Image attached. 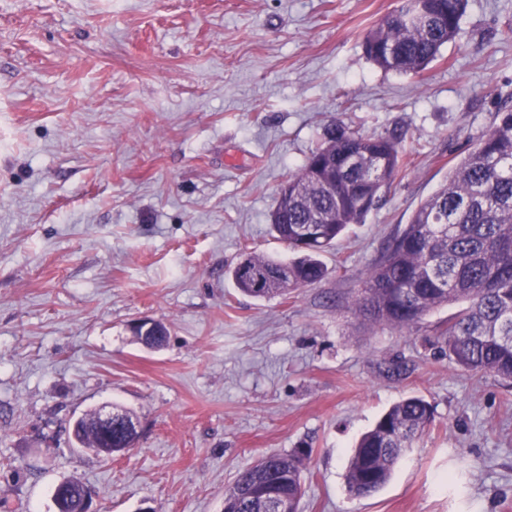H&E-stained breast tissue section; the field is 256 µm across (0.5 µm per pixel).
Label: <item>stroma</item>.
I'll list each match as a JSON object with an SVG mask.
<instances>
[{"instance_id":"obj_1","label":"stroma","mask_w":512,"mask_h":512,"mask_svg":"<svg viewBox=\"0 0 512 512\" xmlns=\"http://www.w3.org/2000/svg\"><path fill=\"white\" fill-rule=\"evenodd\" d=\"M401 0H0V512H223L236 475L311 449L301 512H512V388L352 301L397 229L512 108V0H468L417 74L365 34ZM341 119L401 133L410 159L323 257L327 276L254 299L247 252L280 187ZM166 325L156 350L133 322ZM420 396L433 426L389 482L350 497L359 436ZM110 403L139 422L106 460L70 425ZM73 484L72 490L69 493L68 498L64 497L62 502L59 504L61 512H88L90 508V492L84 490L89 489L81 482L76 480H70ZM90 490V489H89ZM82 492L83 493V506H82Z\"/></svg>"}]
</instances>
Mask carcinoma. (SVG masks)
I'll return each mask as SVG.
<instances>
[{
	"label": "carcinoma",
	"mask_w": 512,
	"mask_h": 512,
	"mask_svg": "<svg viewBox=\"0 0 512 512\" xmlns=\"http://www.w3.org/2000/svg\"><path fill=\"white\" fill-rule=\"evenodd\" d=\"M467 0H401L363 39L369 60L385 71L416 74L459 31ZM402 135L366 136L335 120L320 146L288 181V203H275L272 231L295 257L282 262L248 252L232 270L239 291L253 298L284 295L320 283V256L352 224L376 209L405 165ZM448 304L457 312L438 339L457 365L512 385V109L497 112L492 129L425 199L363 278L353 301L362 317L411 331ZM434 422L425 399L408 397L366 432L346 472L347 493L368 497L388 481L414 440ZM73 437L108 458L136 445L139 435L97 428V410L80 417ZM308 448L272 453L240 472L224 492V512H269L261 490L276 487L299 512ZM61 512H83L86 486L72 481Z\"/></svg>",
	"instance_id": "carcinoma-1"
}]
</instances>
